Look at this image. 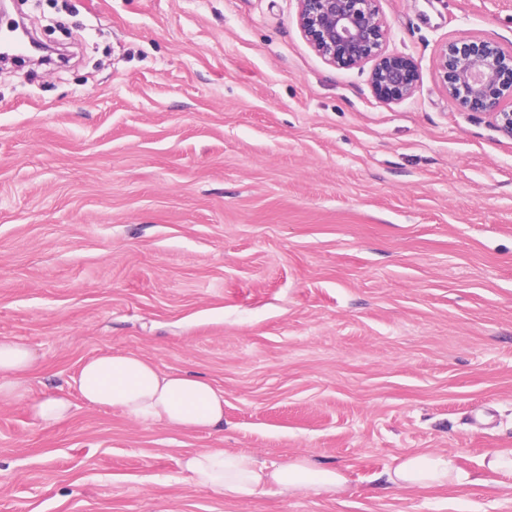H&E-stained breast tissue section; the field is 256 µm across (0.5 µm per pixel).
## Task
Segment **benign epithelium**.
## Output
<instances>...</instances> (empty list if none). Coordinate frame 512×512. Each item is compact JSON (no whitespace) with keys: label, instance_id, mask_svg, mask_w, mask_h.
Segmentation results:
<instances>
[{"label":"benign epithelium","instance_id":"1","mask_svg":"<svg viewBox=\"0 0 512 512\" xmlns=\"http://www.w3.org/2000/svg\"><path fill=\"white\" fill-rule=\"evenodd\" d=\"M378 0H298V22L314 52L328 65L350 69L373 62L372 89L382 99L401 102L416 87L412 60L386 53L387 29ZM437 66L448 98L462 109L483 112L512 135V51L492 38L450 42L440 51Z\"/></svg>","mask_w":512,"mask_h":512}]
</instances>
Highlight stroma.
Wrapping results in <instances>:
<instances>
[{"label":"stroma","instance_id":"stroma-1","mask_svg":"<svg viewBox=\"0 0 512 512\" xmlns=\"http://www.w3.org/2000/svg\"><path fill=\"white\" fill-rule=\"evenodd\" d=\"M415 92L307 43L298 0H43L67 68L0 71V336L38 356L47 428L0 404V512H512L481 466L512 448V136L452 102L440 49L512 48V0H378ZM103 353L224 393L182 432L84 402ZM203 448L343 470V495L235 499ZM454 456L468 482L378 484Z\"/></svg>","mask_w":512,"mask_h":512}]
</instances>
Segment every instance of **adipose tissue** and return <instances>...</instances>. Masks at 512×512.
Wrapping results in <instances>:
<instances>
[{
    "mask_svg": "<svg viewBox=\"0 0 512 512\" xmlns=\"http://www.w3.org/2000/svg\"><path fill=\"white\" fill-rule=\"evenodd\" d=\"M35 367L29 346L0 336V404L24 405L43 426L66 421L73 402L64 395L32 398L27 376ZM82 399L120 409L144 423H163L183 431L213 432L224 427V394L205 379L183 372L161 371L150 360L126 353L86 360L76 379ZM183 469L199 486L233 498H249L270 487L289 492L336 493L347 477L308 456L265 462L244 452L207 448L187 455ZM388 486L399 489L441 488L461 482L453 459L445 454L415 451L384 473Z\"/></svg>",
    "mask_w": 512,
    "mask_h": 512,
    "instance_id": "obj_1",
    "label": "adipose tissue"
}]
</instances>
